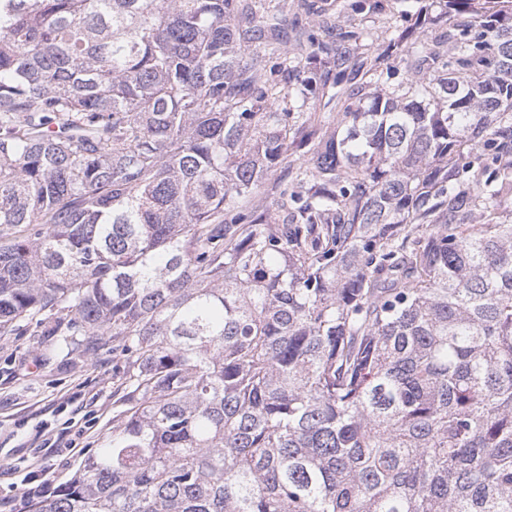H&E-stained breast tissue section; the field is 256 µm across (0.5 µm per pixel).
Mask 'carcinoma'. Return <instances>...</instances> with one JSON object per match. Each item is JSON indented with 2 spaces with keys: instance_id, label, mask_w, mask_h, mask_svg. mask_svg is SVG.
<instances>
[{
  "instance_id": "carcinoma-1",
  "label": "carcinoma",
  "mask_w": 512,
  "mask_h": 512,
  "mask_svg": "<svg viewBox=\"0 0 512 512\" xmlns=\"http://www.w3.org/2000/svg\"><path fill=\"white\" fill-rule=\"evenodd\" d=\"M401 4L0 0V335L123 362L23 512H512V0ZM290 180L291 174L288 173V167H281L259 189L258 197L262 199L271 213L275 212L279 190L288 187Z\"/></svg>"
}]
</instances>
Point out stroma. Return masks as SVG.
<instances>
[{
    "label": "stroma",
    "instance_id": "1",
    "mask_svg": "<svg viewBox=\"0 0 512 512\" xmlns=\"http://www.w3.org/2000/svg\"><path fill=\"white\" fill-rule=\"evenodd\" d=\"M122 373L111 338L96 351L54 349L35 325L0 335V499L20 512L25 482L56 486L112 433L120 409L115 387ZM67 432L79 451L42 448L43 439Z\"/></svg>",
    "mask_w": 512,
    "mask_h": 512
}]
</instances>
